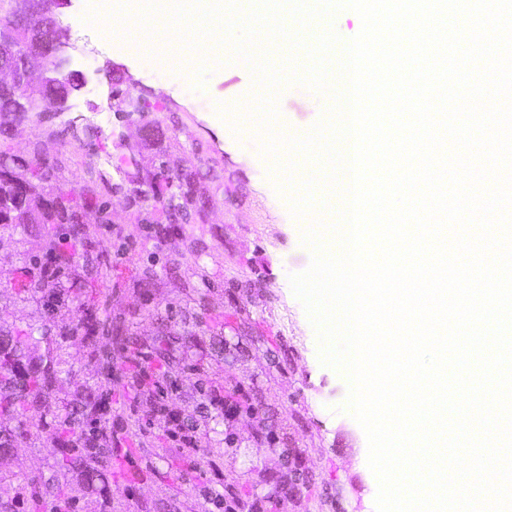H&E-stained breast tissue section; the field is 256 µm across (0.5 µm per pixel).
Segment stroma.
Here are the masks:
<instances>
[{
	"label": "stroma",
	"mask_w": 512,
	"mask_h": 512,
	"mask_svg": "<svg viewBox=\"0 0 512 512\" xmlns=\"http://www.w3.org/2000/svg\"><path fill=\"white\" fill-rule=\"evenodd\" d=\"M59 21L69 34L68 67L87 85L56 115H0V153L27 160L41 152L59 174L46 194L82 204L89 227L101 218L98 202L109 204L112 269L95 292L125 340L96 339L112 350L108 380L83 337L70 339L59 385L71 401L88 385L106 397L113 473L84 500L111 499L112 512H262L270 500L274 512H377L367 438L345 408L349 387L321 363L316 330L290 282L311 263L302 235L314 219L291 214L270 161L245 150L218 110L255 83L252 70L221 49L199 96L173 71L152 69L141 53L111 41L108 11L72 0ZM332 101L328 91L280 92L279 120L289 135H308ZM100 107L103 124L94 116ZM86 126L99 127L100 138L77 146L71 132ZM184 168L207 173L206 204L170 225L167 199L132 188ZM44 246L39 233L0 228V326L44 320L43 306L7 286ZM133 353L156 372L163 398L147 402L131 391ZM219 384L240 387L248 407L231 416L214 409ZM56 412L53 403L30 412L41 441L0 452V500L16 503L25 479L53 477ZM191 425L203 444L193 466L180 432Z\"/></svg>",
	"instance_id": "stroma-1"
}]
</instances>
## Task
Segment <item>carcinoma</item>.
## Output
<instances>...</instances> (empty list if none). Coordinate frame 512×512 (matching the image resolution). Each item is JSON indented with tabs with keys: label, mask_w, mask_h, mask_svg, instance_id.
Masks as SVG:
<instances>
[{
	"label": "carcinoma",
	"mask_w": 512,
	"mask_h": 512,
	"mask_svg": "<svg viewBox=\"0 0 512 512\" xmlns=\"http://www.w3.org/2000/svg\"><path fill=\"white\" fill-rule=\"evenodd\" d=\"M55 177L53 169L39 157H32L24 172L12 171L8 176L0 175V202L9 201L18 195L27 197L31 204L28 217L16 223L10 222L8 209H3L0 226L14 231H25L31 224H55L58 229L86 247L90 255L96 249L107 251L101 240H91L89 226L81 211L70 200L61 197L53 202L47 213L39 211L44 199V183ZM180 202L168 205V220L178 224L199 208L203 200V174L198 170H184L178 175ZM39 273H27L29 262H22L18 273L23 278L15 283L17 295L35 300L48 308L51 324L43 328L44 350L33 355L30 338L33 328H0V416L13 421L10 426H0V451L14 447L20 442L35 443L40 440L39 431L26 421L32 409L61 403L60 413L55 415L54 429L60 437L67 438L69 448L54 463L55 473L66 476L76 472L83 485L92 486L101 480L112 466V434L100 426L102 397L89 387L77 405L64 402L59 397L58 383L66 364V343L75 336L93 333L101 336H119L122 328L112 321V316L95 319L88 324V314L100 309V301L89 292V284L105 275L110 265L95 257L90 259L91 270L79 271L75 257L61 250L56 239L45 241V256L34 261ZM90 357L104 377L112 378V353L91 345ZM29 496L28 512H41L42 495L50 483L39 478L26 481ZM81 489L65 483L59 485L56 505L59 512H71L77 507Z\"/></svg>",
	"instance_id": "carcinoma-1"
}]
</instances>
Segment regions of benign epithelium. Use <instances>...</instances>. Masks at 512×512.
Returning <instances> with one entry per match:
<instances>
[{
	"instance_id": "benign-epithelium-1",
	"label": "benign epithelium",
	"mask_w": 512,
	"mask_h": 512,
	"mask_svg": "<svg viewBox=\"0 0 512 512\" xmlns=\"http://www.w3.org/2000/svg\"><path fill=\"white\" fill-rule=\"evenodd\" d=\"M68 4V0H10L9 19L0 23V46L7 45L15 53L18 63L3 66L0 72L9 76V79L0 82L5 90L26 88L29 85L30 62L38 57L43 62V68L48 73L44 78L40 97L35 98L29 94L21 96V107L28 111L50 112L63 111L68 98H55L47 100L46 89L56 83L64 81L60 76L58 54L65 46L62 26L55 17V11ZM47 17V26L44 31L31 34L26 29L25 22L31 17Z\"/></svg>"
}]
</instances>
